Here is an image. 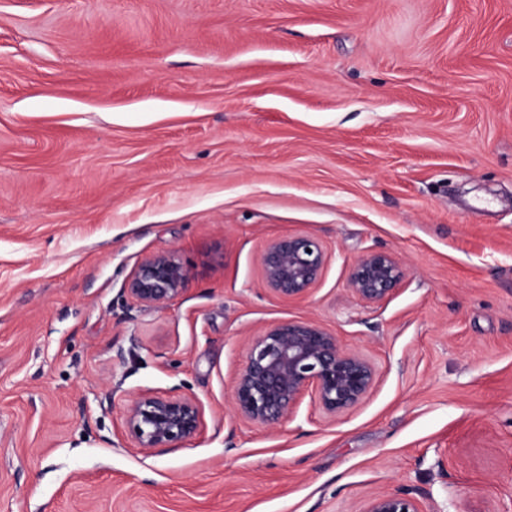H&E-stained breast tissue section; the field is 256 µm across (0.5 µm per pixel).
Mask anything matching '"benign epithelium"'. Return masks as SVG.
<instances>
[{"mask_svg": "<svg viewBox=\"0 0 512 512\" xmlns=\"http://www.w3.org/2000/svg\"><path fill=\"white\" fill-rule=\"evenodd\" d=\"M328 261L322 242L313 235H286L271 240L260 255L263 284L282 298L307 295ZM189 273L171 253L143 259L125 284L137 304L162 306L184 291ZM403 278L398 259L368 250L352 265L351 291L369 304H380ZM373 364L344 347L340 339L314 321H281L268 325L248 346L233 394L234 414L255 425L274 428L289 417L306 391L331 417L355 408L375 383ZM124 426L134 447L143 452L171 448L194 440L204 429L201 402L192 396L143 392L124 413ZM364 512H419L416 504L395 493L373 496Z\"/></svg>", "mask_w": 512, "mask_h": 512, "instance_id": "7a95c632", "label": "benign epithelium"}]
</instances>
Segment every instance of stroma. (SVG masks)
<instances>
[{"instance_id":"stroma-1","label":"stroma","mask_w":512,"mask_h":512,"mask_svg":"<svg viewBox=\"0 0 512 512\" xmlns=\"http://www.w3.org/2000/svg\"><path fill=\"white\" fill-rule=\"evenodd\" d=\"M309 234L310 293L260 255ZM404 276L348 287L367 250ZM189 271L169 305L124 286ZM317 322L362 402L233 417L252 339ZM206 426L144 453L137 394ZM512 512V0H0V512ZM327 261L324 245L313 235H286L273 239L260 255L263 284L282 298L303 297L315 287ZM402 278L403 270L395 256L368 250L352 265L348 285L366 303L380 304L394 293ZM188 278V270L172 253H156L135 267L124 289L139 305L162 306L181 296ZM363 512H419L416 504L395 493L384 492L373 496Z\"/></svg>"}]
</instances>
